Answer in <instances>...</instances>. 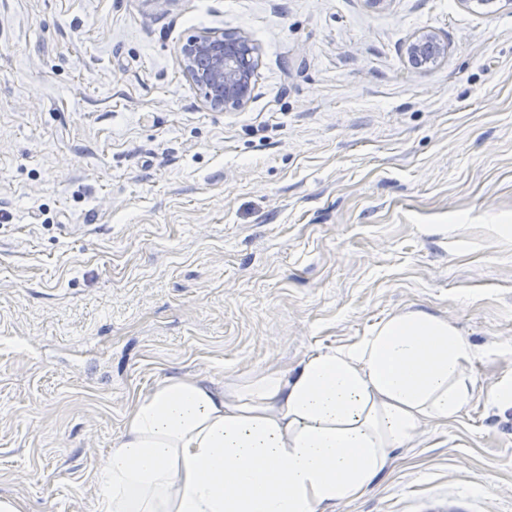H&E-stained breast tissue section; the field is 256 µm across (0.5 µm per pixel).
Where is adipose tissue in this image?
I'll list each match as a JSON object with an SVG mask.
<instances>
[{"instance_id":"1","label":"adipose tissue","mask_w":512,"mask_h":512,"mask_svg":"<svg viewBox=\"0 0 512 512\" xmlns=\"http://www.w3.org/2000/svg\"><path fill=\"white\" fill-rule=\"evenodd\" d=\"M475 356L456 327L417 310L291 370L257 369L221 388L159 380L97 474L96 512H333L422 424L459 416Z\"/></svg>"}]
</instances>
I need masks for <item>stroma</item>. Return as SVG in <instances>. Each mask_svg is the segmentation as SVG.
Returning a JSON list of instances; mask_svg holds the SVG:
<instances>
[{
    "instance_id": "stroma-1",
    "label": "stroma",
    "mask_w": 512,
    "mask_h": 512,
    "mask_svg": "<svg viewBox=\"0 0 512 512\" xmlns=\"http://www.w3.org/2000/svg\"><path fill=\"white\" fill-rule=\"evenodd\" d=\"M437 33L448 54L412 67ZM259 50L209 108L180 48ZM512 5L0 0V496L94 512L137 398L423 310L477 357L457 419L335 512H512ZM447 53V42L434 32H417L410 37L406 46L408 61L415 68L432 64Z\"/></svg>"
}]
</instances>
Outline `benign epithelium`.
Segmentation results:
<instances>
[{"label": "benign epithelium", "mask_w": 512, "mask_h": 512, "mask_svg": "<svg viewBox=\"0 0 512 512\" xmlns=\"http://www.w3.org/2000/svg\"><path fill=\"white\" fill-rule=\"evenodd\" d=\"M447 53V42L434 32H417L406 46L414 68L432 64ZM182 65L186 76L202 89L205 104L213 109L238 110L252 97L257 48L243 36L202 32L185 44Z\"/></svg>", "instance_id": "obj_1"}]
</instances>
